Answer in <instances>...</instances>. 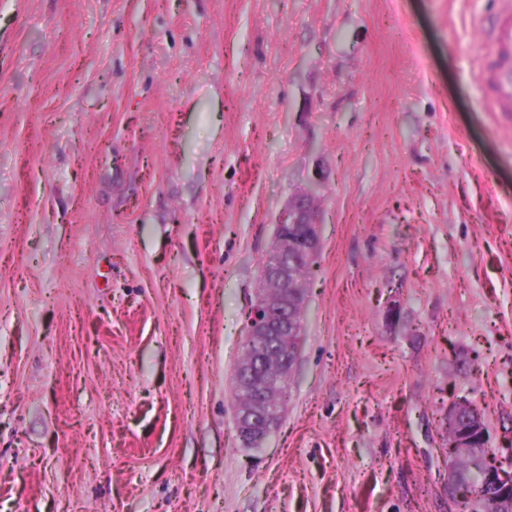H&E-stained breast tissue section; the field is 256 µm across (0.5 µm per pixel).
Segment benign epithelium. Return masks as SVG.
<instances>
[{
    "instance_id": "obj_1",
    "label": "benign epithelium",
    "mask_w": 512,
    "mask_h": 512,
    "mask_svg": "<svg viewBox=\"0 0 512 512\" xmlns=\"http://www.w3.org/2000/svg\"><path fill=\"white\" fill-rule=\"evenodd\" d=\"M320 180L313 178L295 193L279 214L274 228V248L260 270L259 297L250 316L245 343L250 361L237 365L234 403L236 433L262 446L282 418L285 406L272 407L268 398L288 386L304 336L302 313L307 297L296 285V262L312 263L320 250L317 196ZM281 361L268 370L265 362L273 350ZM475 407L460 398L448 404L444 422L456 432L448 443V464L473 447V438L462 423L474 417Z\"/></svg>"
}]
</instances>
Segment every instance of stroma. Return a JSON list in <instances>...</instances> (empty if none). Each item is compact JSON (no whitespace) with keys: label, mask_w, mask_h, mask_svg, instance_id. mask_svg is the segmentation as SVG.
<instances>
[{"label":"stroma","mask_w":512,"mask_h":512,"mask_svg":"<svg viewBox=\"0 0 512 512\" xmlns=\"http://www.w3.org/2000/svg\"><path fill=\"white\" fill-rule=\"evenodd\" d=\"M504 0H0V512H455L441 418L512 462ZM320 178L285 413L233 382ZM486 50L476 72L485 86L490 112H512V9L500 11L489 24L478 23Z\"/></svg>","instance_id":"1"}]
</instances>
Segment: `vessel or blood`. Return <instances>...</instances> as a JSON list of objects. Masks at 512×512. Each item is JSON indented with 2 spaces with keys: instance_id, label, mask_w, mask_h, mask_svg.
I'll list each match as a JSON object with an SVG mask.
<instances>
[{
  "instance_id": "obj_1",
  "label": "vessel or blood",
  "mask_w": 512,
  "mask_h": 512,
  "mask_svg": "<svg viewBox=\"0 0 512 512\" xmlns=\"http://www.w3.org/2000/svg\"><path fill=\"white\" fill-rule=\"evenodd\" d=\"M485 52L476 72L493 112L512 113V9L500 11L491 23L479 26Z\"/></svg>"
}]
</instances>
